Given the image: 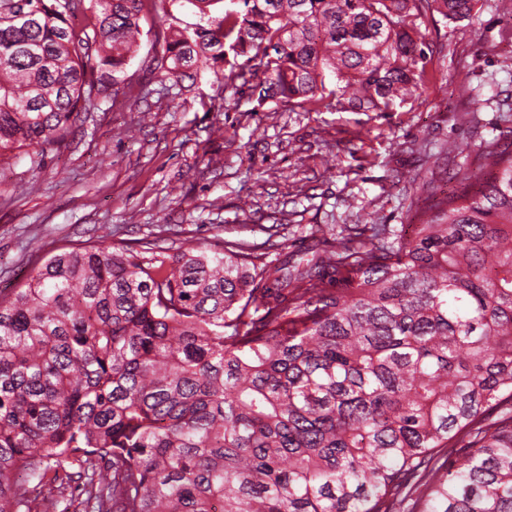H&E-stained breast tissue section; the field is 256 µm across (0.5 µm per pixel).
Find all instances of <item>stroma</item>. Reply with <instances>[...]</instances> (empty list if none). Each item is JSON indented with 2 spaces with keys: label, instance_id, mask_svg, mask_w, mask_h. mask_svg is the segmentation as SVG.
<instances>
[{
  "label": "stroma",
  "instance_id": "stroma-1",
  "mask_svg": "<svg viewBox=\"0 0 512 512\" xmlns=\"http://www.w3.org/2000/svg\"><path fill=\"white\" fill-rule=\"evenodd\" d=\"M195 21L178 0L145 7L124 94L98 68L94 105L60 146L0 162L1 294L58 247L89 241L282 244L299 258L343 224L405 223L420 182L455 188L464 159L439 155L443 144L512 142V21L499 0H477L459 23L425 21L434 78L391 112H306L211 70L168 80L153 36Z\"/></svg>",
  "mask_w": 512,
  "mask_h": 512
}]
</instances>
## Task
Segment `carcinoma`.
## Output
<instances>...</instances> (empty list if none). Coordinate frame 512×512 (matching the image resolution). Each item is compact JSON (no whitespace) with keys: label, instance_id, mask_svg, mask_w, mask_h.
Segmentation results:
<instances>
[{"label":"carcinoma","instance_id":"obj_1","mask_svg":"<svg viewBox=\"0 0 512 512\" xmlns=\"http://www.w3.org/2000/svg\"><path fill=\"white\" fill-rule=\"evenodd\" d=\"M0 0V161L64 141L136 52L144 0ZM166 75L307 112L426 89L427 15L477 0H180ZM259 83L252 84L254 79ZM408 225L346 224L296 263L61 248L0 296V512H512V144Z\"/></svg>","mask_w":512,"mask_h":512}]
</instances>
